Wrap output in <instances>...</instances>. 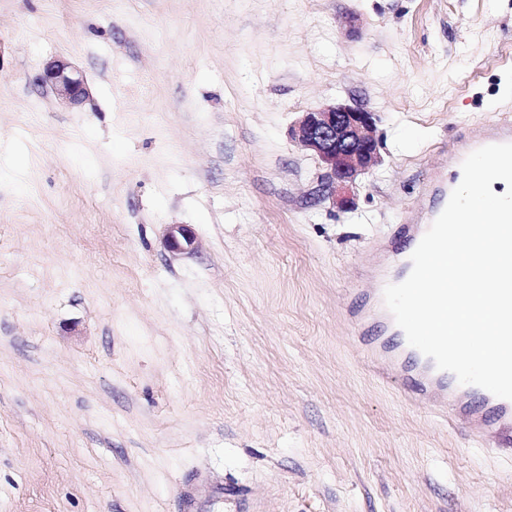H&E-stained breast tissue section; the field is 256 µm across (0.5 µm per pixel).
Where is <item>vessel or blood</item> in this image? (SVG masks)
Listing matches in <instances>:
<instances>
[{
    "label": "vessel or blood",
    "instance_id": "1",
    "mask_svg": "<svg viewBox=\"0 0 512 512\" xmlns=\"http://www.w3.org/2000/svg\"><path fill=\"white\" fill-rule=\"evenodd\" d=\"M448 167L473 174L475 158L493 161L492 178L512 183V121L496 120L459 135L444 153ZM438 213L413 212L400 229L401 236L419 243ZM392 273L376 267L373 274L357 284L356 293L366 299L361 309L351 311L350 320L363 340L362 357L376 368L382 379L403 381L405 399L430 404L435 413L464 419L468 431L479 438L492 437L498 447H512V400L496 397L475 386L449 381L445 371L436 368L433 359L411 347L408 342H391L388 331L395 321L383 300L385 286Z\"/></svg>",
    "mask_w": 512,
    "mask_h": 512
}]
</instances>
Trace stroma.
<instances>
[{
  "instance_id": "stroma-1",
  "label": "stroma",
  "mask_w": 512,
  "mask_h": 512,
  "mask_svg": "<svg viewBox=\"0 0 512 512\" xmlns=\"http://www.w3.org/2000/svg\"><path fill=\"white\" fill-rule=\"evenodd\" d=\"M335 101L379 116L345 211L288 137ZM502 113L512 0H0V512H512V447L372 378L343 305ZM43 85H50L59 104L72 109L80 106L89 96L81 72L67 59L57 57L48 61L40 75ZM165 244L173 252L194 251L196 249L194 235L181 224L170 225L165 235Z\"/></svg>"
}]
</instances>
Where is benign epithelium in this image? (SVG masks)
I'll use <instances>...</instances> for the list:
<instances>
[{"label":"benign epithelium","mask_w":512,"mask_h":512,"mask_svg":"<svg viewBox=\"0 0 512 512\" xmlns=\"http://www.w3.org/2000/svg\"><path fill=\"white\" fill-rule=\"evenodd\" d=\"M40 82L50 86L59 104L68 109L80 106L89 97L83 75L65 58L48 61ZM375 122L373 112L335 103L302 113L289 130L290 138L311 151L321 165V199L341 209L352 207L351 190L357 175L381 164ZM165 244L173 252L193 251L195 237L185 226L172 224Z\"/></svg>","instance_id":"benign-epithelium-1"}]
</instances>
